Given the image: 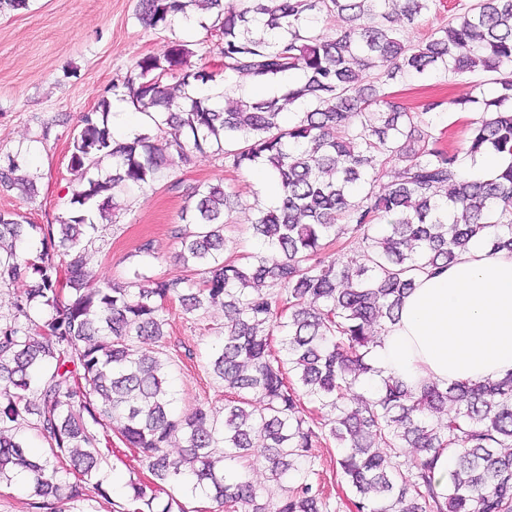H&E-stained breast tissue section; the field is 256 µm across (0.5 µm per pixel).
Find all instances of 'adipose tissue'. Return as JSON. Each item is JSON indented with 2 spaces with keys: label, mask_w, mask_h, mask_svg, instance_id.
<instances>
[{
  "label": "adipose tissue",
  "mask_w": 512,
  "mask_h": 512,
  "mask_svg": "<svg viewBox=\"0 0 512 512\" xmlns=\"http://www.w3.org/2000/svg\"><path fill=\"white\" fill-rule=\"evenodd\" d=\"M371 361L415 389L511 372L512 252L476 240L444 272L419 273Z\"/></svg>",
  "instance_id": "adipose-tissue-1"
}]
</instances>
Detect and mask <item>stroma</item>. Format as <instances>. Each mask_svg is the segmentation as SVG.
I'll return each instance as SVG.
<instances>
[{"label":"stroma","instance_id":"1","mask_svg":"<svg viewBox=\"0 0 512 512\" xmlns=\"http://www.w3.org/2000/svg\"><path fill=\"white\" fill-rule=\"evenodd\" d=\"M462 0H441L415 23L400 22V37L415 43L453 17ZM139 0H29L25 9L0 11V160L23 154L27 171L35 178V191L22 195L0 187V211L19 214L27 223H59L67 213L68 192L75 174L69 166L70 141L84 112L101 96L121 100L119 86L135 61L146 54L163 55L172 41L193 43V65L223 73L218 39L199 25L175 30L151 28L139 18ZM391 99L416 108L429 100L443 101L435 117L437 128L455 147L467 141V125L448 120L446 104L479 95L475 84L432 71L424 75L402 73L390 83ZM222 183L240 202L224 235V255L230 259L259 251L260 243L247 230L257 206L275 201L271 191H260L251 171L232 170L223 155L207 150L189 165L168 170L154 187L133 189L109 217L97 220L85 239L86 269L91 281L132 280L140 272L154 278L182 279L189 272L179 262L184 229L181 212L190 187ZM152 240L154 256L138 252L142 241ZM164 349L172 358L168 384L175 393L176 413L199 404L224 405V389L207 371L212 345L224 334L222 306L204 314L183 313L169 307ZM102 446L111 450L103 462L102 486L84 483L76 501L62 512H122L129 478H147L144 462L135 449L125 447L117 431L100 433ZM108 497H101L100 488Z\"/></svg>","mask_w":512,"mask_h":512}]
</instances>
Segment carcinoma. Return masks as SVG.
I'll return each mask as SVG.
<instances>
[{
    "instance_id": "carcinoma-1",
    "label": "carcinoma",
    "mask_w": 512,
    "mask_h": 512,
    "mask_svg": "<svg viewBox=\"0 0 512 512\" xmlns=\"http://www.w3.org/2000/svg\"><path fill=\"white\" fill-rule=\"evenodd\" d=\"M436 2L140 0V19L153 28L172 30L199 11V25L219 36L224 71L284 93L233 99L226 84L199 97L193 89L215 75L191 65L192 43L176 40L162 56L139 57L122 82L125 100L148 118L145 131L115 138L106 96L82 115L70 145L77 183L68 217L39 227L0 212V285L22 284L14 314L0 324V482L32 473L30 506L59 512L79 496L68 476L102 487L98 428L113 424L150 474L127 484L134 512H185L174 494L159 498V484L205 495L224 512H329L314 464L317 449L332 446L336 485L350 492L352 512H512V373L414 390L397 378L375 380L370 362L417 273L444 270L473 238L512 250V162L490 181L463 171L467 157L512 156V0H474L426 39L403 43L394 15L411 22ZM323 16L343 25L321 33ZM370 70L375 80L364 85ZM432 70L485 75L487 90L472 99L482 115L464 151L445 145L425 118L444 102L415 111L389 100L397 74ZM287 106L302 111L285 124ZM208 148L237 171L265 168L279 187L251 229L281 260L224 259L235 194L199 184L181 214L196 230L180 236L178 253L198 276L193 287L138 271L123 284L91 282L82 240L94 214ZM24 163L17 154L0 166V185L33 192ZM390 169L392 180L377 187ZM30 228L43 235L34 255L17 251ZM330 236L361 263L340 267L323 253ZM172 301L186 313L217 303L229 313L207 364L224 387L220 412L173 414L172 358L137 346L162 340ZM34 309L44 316L33 319ZM373 380L368 395L349 401ZM25 423L46 453L36 457L17 439ZM403 448L416 451L404 470L396 462ZM446 452L454 467L441 489L435 470ZM255 465L294 486L269 507L258 503L243 472Z\"/></svg>"
}]
</instances>
